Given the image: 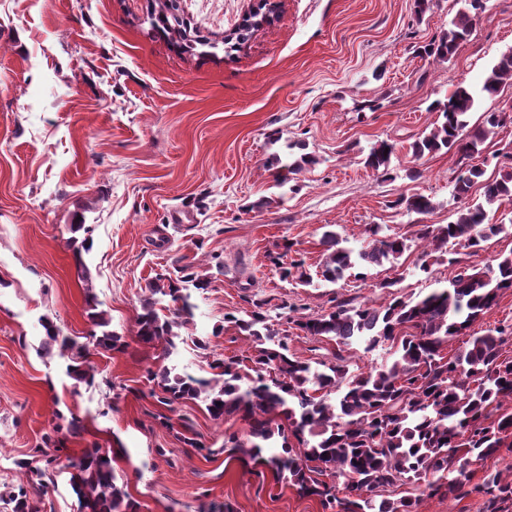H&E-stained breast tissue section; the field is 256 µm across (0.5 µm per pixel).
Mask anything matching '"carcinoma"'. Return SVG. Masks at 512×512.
I'll use <instances>...</instances> for the list:
<instances>
[{
	"label": "carcinoma",
	"mask_w": 512,
	"mask_h": 512,
	"mask_svg": "<svg viewBox=\"0 0 512 512\" xmlns=\"http://www.w3.org/2000/svg\"><path fill=\"white\" fill-rule=\"evenodd\" d=\"M487 2L470 0V9L459 13L439 39L419 47V52L438 60L452 58ZM156 3L148 17L154 34L176 41L184 52L203 45L185 19L180 0ZM507 85L512 86V50L500 56L479 87L460 85L446 102L436 103L440 119L429 134L411 143L412 154L421 158L445 150L463 161L479 152L496 129L512 122V113L486 112L477 127L469 126L468 116L479 99L494 98ZM394 151V144L381 140L371 147L364 165L375 171L386 169ZM316 163L306 155L291 164L276 159L280 183L302 166ZM480 178L485 203L473 204L467 198ZM454 189L460 201L455 220L423 224L417 232L422 242L420 270L429 269L428 257L435 253L448 255L449 264L460 266L447 286L417 298L393 294L379 307L354 306L342 299L329 312L297 322L304 335L328 337L339 346L361 340L368 352L388 344L393 349L391 361L350 376L338 352L336 362L327 369L314 367L288 352L283 342L266 345L278 332L267 322L266 301L254 299L246 317L229 318L256 342L251 365L233 358L217 359L213 365L217 372L205 378L177 375L160 363L148 370V377L161 390V403L169 406L201 397L215 420L241 416L249 423V434L244 441L229 438L231 448L268 469L276 481L294 488L298 495L317 497L323 508L334 512H413L417 499L409 495L393 499L385 492L422 481L430 496L475 493L487 497V512H498L499 503L512 501V474L488 473L473 485L469 464L512 448V357L504 355V347L512 342V325L479 336L470 329L497 305L501 291L512 288V255L501 259L495 269L480 268L462 264L458 251L449 250L448 245L471 255L490 238L512 231V224L492 222L485 209L505 197L512 199V173L486 179L483 170L472 166L455 177ZM394 205L419 214L434 210L431 199L419 194L399 197ZM364 234L366 246L355 251L342 246L336 232H324L322 281L334 284L347 275L364 279L366 270L386 262L395 264L409 249L407 238L386 234L379 224L368 225ZM180 272L175 279L159 274L149 283V296L136 321L138 341L162 345L163 360L176 348L177 329L194 317L187 284L197 290L210 284L187 266ZM162 297L170 298L173 306L156 308ZM45 329L46 354L70 361L67 374L74 380L90 377L88 346L60 335L51 324ZM460 336L467 337L464 347L448 354L449 343ZM91 340L106 351L122 347V337L114 333L93 334ZM269 371L274 376L266 377ZM283 420L288 422L286 430ZM287 431L298 447L285 439ZM277 436L283 438L280 450L263 456L266 443ZM70 467L81 512L132 510L106 453L86 449ZM324 475L333 482L322 480ZM365 488L377 493L366 497Z\"/></svg>",
	"instance_id": "carcinoma-1"
}]
</instances>
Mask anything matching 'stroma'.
I'll use <instances>...</instances> for the list:
<instances>
[{"label": "stroma", "mask_w": 512, "mask_h": 512, "mask_svg": "<svg viewBox=\"0 0 512 512\" xmlns=\"http://www.w3.org/2000/svg\"><path fill=\"white\" fill-rule=\"evenodd\" d=\"M276 2L270 24L226 51L260 0H182L216 45L202 55L153 37L154 0H0V512H14L26 461L47 485L30 512H79L68 462L93 446L138 512H324L225 450V436L247 437L246 421L214 420L200 399L158 402L147 371L159 351L134 338L148 282L186 264L207 269L211 284L193 292V323L166 360L207 377L214 359L252 354V337L233 324L250 300H266L291 352L328 363L335 342L304 335L297 320L329 311L336 296L376 307L421 297L455 274L435 256L422 272L414 247L366 279L305 286L282 280L270 257L316 275L324 231L358 248L369 224L411 239L419 225L453 220L458 156L418 159L409 146L432 128L435 101L480 85L512 49V0H490L444 61L416 49L466 0ZM380 140L395 152L377 172L362 160ZM304 151L316 164L278 185L272 156ZM471 163L491 178L512 171V124ZM415 193L434 211L396 206ZM77 222L93 238L81 267L70 244ZM93 302L127 346L94 354L93 382L78 384L66 360L44 355L42 322L85 342Z\"/></svg>", "instance_id": "1"}]
</instances>
